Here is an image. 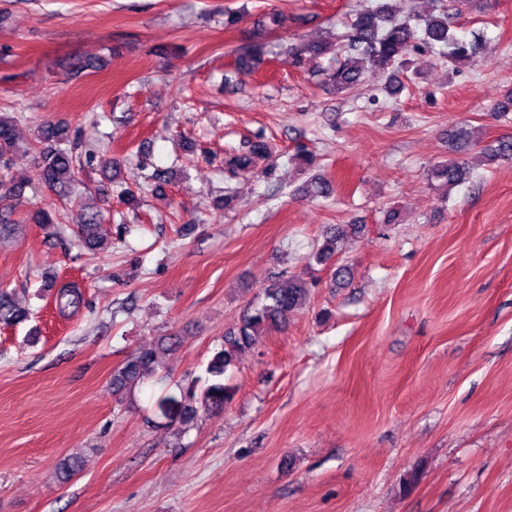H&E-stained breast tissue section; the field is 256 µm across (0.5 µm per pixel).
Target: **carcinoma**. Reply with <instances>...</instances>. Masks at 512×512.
Segmentation results:
<instances>
[{
    "label": "carcinoma",
    "instance_id": "obj_1",
    "mask_svg": "<svg viewBox=\"0 0 512 512\" xmlns=\"http://www.w3.org/2000/svg\"><path fill=\"white\" fill-rule=\"evenodd\" d=\"M345 34L332 33L320 40L304 41L291 49L294 60L309 55L314 61L327 54L336 56V70L333 80L339 90L350 89L359 84L364 74L372 72L385 78L384 89L391 95L397 94L402 83L397 80L399 71L410 63L409 56L420 47L438 48L448 57L453 68L470 62L482 51L481 44L466 41L450 33L448 13L440 9V0H432L429 13L406 17L397 16L389 0H377L375 6L354 15L347 22ZM261 51V43L254 41L242 47L236 57L241 70L249 69ZM69 142L68 127L47 123L39 133L38 165L43 181L50 190L66 194L75 182L76 172L73 156L61 144ZM471 145L468 128L459 127L449 135V148L459 154ZM20 150L13 118L0 115V206L23 195L24 179L16 176L12 157ZM485 159L490 164L512 160V136L500 137L493 144L483 148ZM271 155L269 144L260 136L245 143L241 148L224 157V174L229 180L238 179L253 172L255 159ZM466 162L459 158L449 159L435 165L431 180L449 194L466 179ZM102 212L92 207L84 213L82 224L78 225V241L89 247L101 249L103 242L98 236ZM343 232L332 230L326 236L325 244L316 253V260L327 262L336 254L337 243ZM309 294V283L300 276L281 275L263 289L262 298L252 304L242 318L240 325L224 336V344L208 362L207 373L211 383L203 389L193 384L184 387L180 397L167 395L159 401V410L164 412L171 404L181 407L178 417L171 419L183 429L190 426L197 417L198 409L220 410L232 399L231 387L224 383L228 367L234 365L240 355L252 348L262 332L286 320L300 307ZM56 308L62 315L77 310L83 304L81 291L71 286L61 287L55 297ZM29 309L22 307L7 290L0 289V326H13L26 320ZM181 340L176 335L160 339L158 346L143 348L128 356L112 373V393L115 401L122 402L123 395L145 378L154 374L159 366V352L170 351Z\"/></svg>",
    "mask_w": 512,
    "mask_h": 512
}]
</instances>
